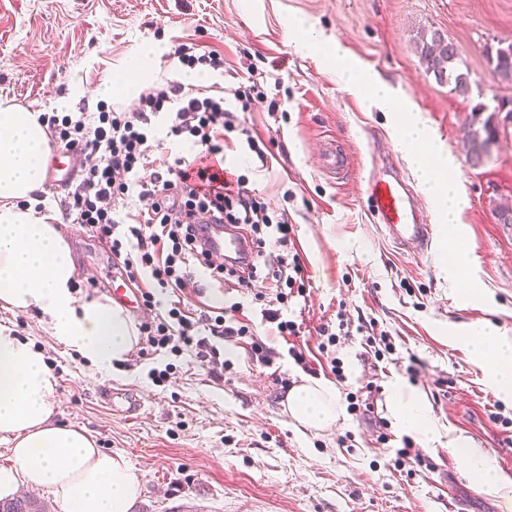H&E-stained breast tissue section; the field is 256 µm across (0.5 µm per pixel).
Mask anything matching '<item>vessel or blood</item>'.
Listing matches in <instances>:
<instances>
[{
    "instance_id": "b4317fda",
    "label": "vessel or blood",
    "mask_w": 512,
    "mask_h": 512,
    "mask_svg": "<svg viewBox=\"0 0 512 512\" xmlns=\"http://www.w3.org/2000/svg\"><path fill=\"white\" fill-rule=\"evenodd\" d=\"M58 151H51L46 167L45 182L54 186L73 180L72 168L60 165ZM367 202L377 223L383 224L389 235L409 252L425 254L431 249L434 227L428 224L415 197L405 183L397 178L374 177L368 182ZM202 245L213 254L222 255L226 266L243 267L252 263L255 249L247 234L233 224H212L202 234ZM105 404L113 412L132 418L145 406L141 394L130 388L106 386L102 392Z\"/></svg>"
}]
</instances>
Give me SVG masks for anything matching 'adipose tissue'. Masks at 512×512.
Returning a JSON list of instances; mask_svg holds the SVG:
<instances>
[{"mask_svg":"<svg viewBox=\"0 0 512 512\" xmlns=\"http://www.w3.org/2000/svg\"><path fill=\"white\" fill-rule=\"evenodd\" d=\"M301 46L325 50L348 91L393 113L398 136L431 201L445 224L457 227L462 191L446 177L453 161L415 108L377 73L351 60L340 42L310 28ZM49 153L37 113L20 107L0 109V307L37 312L70 352L106 369L126 360L138 337L123 309L108 299L81 298L73 287V255L33 198L43 184ZM465 342L478 364L488 365L496 390L512 397V338L476 324ZM56 383L43 353L1 326L0 442L9 445L12 464L0 468V498L23 486L45 488L61 512H132L141 493L140 477L122 454L96 448L86 429L54 422ZM338 399L333 385L307 382L289 392L288 411L298 423L322 429L338 419ZM450 445L484 486L494 491L512 487L467 439L455 438Z\"/></svg>","mask_w":512,"mask_h":512,"instance_id":"1","label":"adipose tissue"}]
</instances>
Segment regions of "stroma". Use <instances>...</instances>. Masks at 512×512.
I'll use <instances>...</instances> for the list:
<instances>
[{"instance_id": "stroma-1", "label": "stroma", "mask_w": 512, "mask_h": 512, "mask_svg": "<svg viewBox=\"0 0 512 512\" xmlns=\"http://www.w3.org/2000/svg\"><path fill=\"white\" fill-rule=\"evenodd\" d=\"M298 20L339 40L407 97L454 157L448 175L465 198L460 221L470 256L460 277L448 276L449 228L385 112L346 90L322 52L300 49ZM433 30L455 45L467 94L450 93L427 73L419 44ZM500 41H512V0H0L2 108L54 112L65 99L95 111L103 84L149 45L165 52L153 58L144 90L181 78L184 68L172 57L178 45L221 54L223 71H196L207 85L223 87L225 108L237 113L226 168L245 176L270 209L286 211L294 228L288 249L307 275V296L282 305L268 289L258 299L247 290L226 292L213 279L189 282V308L240 303V321L273 351L265 367L247 343L230 348L231 364L219 379L190 352L98 369L66 350L36 313L0 308V325L32 342L57 379L56 421L85 428L97 447L125 455L140 476L134 512H449L452 496L462 512H512V494L481 485L449 445L466 438L512 478V399L454 341L476 323L512 337V224L498 221L501 207L512 205V124L480 166L471 165L463 141L478 106L512 104V83L493 75L484 54ZM251 84L262 96L244 112L234 91ZM249 135L267 161L248 149ZM330 139L350 160L336 178L320 162ZM386 174L422 199L435 226L427 256L401 249L371 216L367 180ZM60 229L81 295L108 296L116 269L105 245L79 225ZM265 308L300 324L293 343L263 320ZM323 323L338 330L326 349L317 334ZM381 332L392 349L377 358L366 338ZM292 344L306 366L289 356ZM413 357L419 375L412 383L405 369ZM333 358L342 377L321 370ZM167 366L169 382L154 386L148 371ZM310 373L335 385L345 408L322 430L302 428L287 411L288 391ZM439 379L446 390L436 388ZM371 382L381 387L377 413L387 424V445L374 423L348 409ZM106 383L145 396L138 418L112 414L99 397ZM398 391L424 399L434 427L430 437H414L431 465L412 475L395 467L391 454L407 434L392 414ZM494 407L502 421L490 420Z\"/></svg>"}]
</instances>
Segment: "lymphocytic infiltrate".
<instances>
[{
    "label": "lymphocytic infiltrate",
    "instance_id": "lymphocytic-infiltrate-1",
    "mask_svg": "<svg viewBox=\"0 0 512 512\" xmlns=\"http://www.w3.org/2000/svg\"><path fill=\"white\" fill-rule=\"evenodd\" d=\"M163 112L169 115L168 136L190 143L192 150L160 160L146 181L140 171L161 144L152 119ZM40 121L56 147L82 158L81 179L67 194L64 217L105 243L128 277L140 284L143 306L157 310L153 321L140 325V355L178 357L190 351L213 371L221 365L224 343L247 337L256 358H264L265 343L236 319L237 305L197 316L173 298L163 306L156 300L185 287L184 270L191 262L210 265L198 237L207 223L239 225L258 245L281 250L272 263L256 262L241 270L216 267L217 280L247 290L260 281L275 288L280 300L286 289L304 281L299 259L283 254L293 233L287 214L269 211L245 178L223 167L228 136L237 130L223 97L173 81L142 93L130 112L105 105L93 118L83 111L46 112ZM132 193L149 200V207L117 217L113 197Z\"/></svg>",
    "mask_w": 512,
    "mask_h": 512
}]
</instances>
